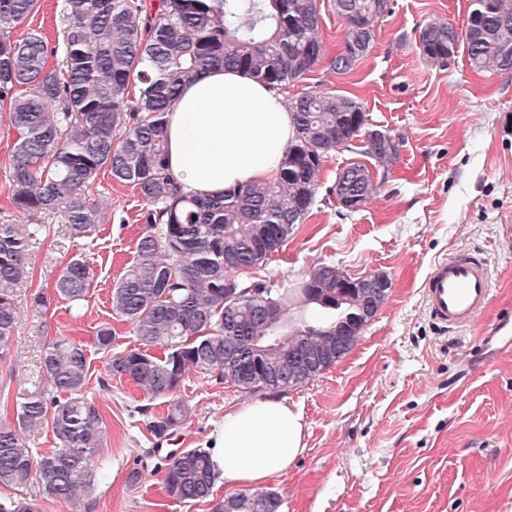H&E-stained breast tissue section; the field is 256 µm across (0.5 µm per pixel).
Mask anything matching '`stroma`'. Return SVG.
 <instances>
[{
  "label": "stroma",
  "instance_id": "35a3bbf8",
  "mask_svg": "<svg viewBox=\"0 0 512 512\" xmlns=\"http://www.w3.org/2000/svg\"><path fill=\"white\" fill-rule=\"evenodd\" d=\"M468 0H391L393 11L375 45L349 74L321 63L284 97L332 88L354 97L375 128L399 142L390 170L369 169L379 185L361 210L341 208L331 187L337 171L364 161L361 141L328 154L308 217L297 235L255 269L270 286L303 279L315 265L351 277L384 275L389 297L356 345L313 381L280 392L299 411L305 449L267 490L280 512H512V351L485 358L465 375L481 331L512 312V78L473 72L465 56L448 67L426 63L414 42L430 19L463 24ZM15 136L0 112V224L29 221L7 202ZM88 194L102 218L93 237L71 238L63 213L41 216L30 248V272L18 286L19 337L10 363H0V420L41 384L39 362L52 337L80 341L89 363L85 391L99 403L106 440L97 457L106 472L78 512H211L207 502H176L155 467L165 452L208 447L225 412L253 401L232 382L187 373L176 395L191 415L169 441L149 429L161 400L133 383L109 378L108 355L95 344L110 325L113 352L139 347L113 315L110 294L135 255L144 201L129 185L100 173ZM458 250L479 251L493 271L492 300L478 327L438 330L422 282L432 265ZM93 261L96 280L79 308L35 295L51 291L76 255ZM143 468L129 486L130 470Z\"/></svg>",
  "mask_w": 512,
  "mask_h": 512
}]
</instances>
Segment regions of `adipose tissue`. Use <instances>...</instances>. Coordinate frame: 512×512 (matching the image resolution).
Masks as SVG:
<instances>
[{
	"label": "adipose tissue",
	"instance_id": "adipose-tissue-1",
	"mask_svg": "<svg viewBox=\"0 0 512 512\" xmlns=\"http://www.w3.org/2000/svg\"><path fill=\"white\" fill-rule=\"evenodd\" d=\"M165 119L168 170L200 196L274 180L294 136L282 95L220 68L187 78ZM303 448L301 414L266 399L225 413L210 455L218 478L250 488L285 473Z\"/></svg>",
	"mask_w": 512,
	"mask_h": 512
}]
</instances>
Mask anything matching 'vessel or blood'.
Returning <instances> with one entry per match:
<instances>
[{
	"mask_svg": "<svg viewBox=\"0 0 512 512\" xmlns=\"http://www.w3.org/2000/svg\"><path fill=\"white\" fill-rule=\"evenodd\" d=\"M430 320L443 330L475 325L492 297L491 274L483 258L474 252L439 261L423 281ZM512 346V312L501 315L491 335L480 337V350L492 343Z\"/></svg>",
	"mask_w": 512,
	"mask_h": 512,
	"instance_id": "1",
	"label": "vessel or blood"
}]
</instances>
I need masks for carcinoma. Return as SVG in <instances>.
<instances>
[{
	"label": "carcinoma",
	"instance_id": "carcinoma-1",
	"mask_svg": "<svg viewBox=\"0 0 512 512\" xmlns=\"http://www.w3.org/2000/svg\"><path fill=\"white\" fill-rule=\"evenodd\" d=\"M344 25L342 45L328 56L320 0H64L67 23L58 49L40 31L14 36L39 0H0V108L16 138L10 160L12 208L28 217L65 209L74 239L93 236L99 203L80 193L105 169L145 201L147 231L115 283L111 309L145 347L110 356L108 375L129 380L149 398H167L149 424L167 437L190 415L171 394L185 375L217 376L253 392H281L336 365L389 297L341 288L333 265L313 267L293 288L249 285L241 277L264 264L304 223L327 154L363 138L366 153L388 170L399 143L370 137L359 102L335 89L288 99L295 136L278 177L247 182L218 196H190L170 175L163 116L183 82L204 68L240 71L279 91L307 79L323 61L352 71L373 47L389 0H330ZM415 43L435 65L463 50L477 73L512 77V0H469L461 26L429 21ZM62 67L51 63L55 53ZM333 192L356 212L377 193L370 169L352 162L336 172ZM162 232H157V228ZM0 224V362L17 339V286L28 273L30 241ZM95 273L77 256L54 295L84 300ZM315 348L328 359L295 376L291 352ZM89 364L84 345L52 338L39 372L44 385L0 423V486L38 484L39 497L74 507L94 486L104 441L99 404L83 392ZM65 398H60V395ZM51 428L56 448L33 454L25 432ZM168 497L207 501L217 480L208 450L183 448L162 458ZM271 491H245L215 502L212 512H279ZM0 512H40L38 497L5 499Z\"/></svg>",
	"mask_w": 512,
	"mask_h": 512
}]
</instances>
